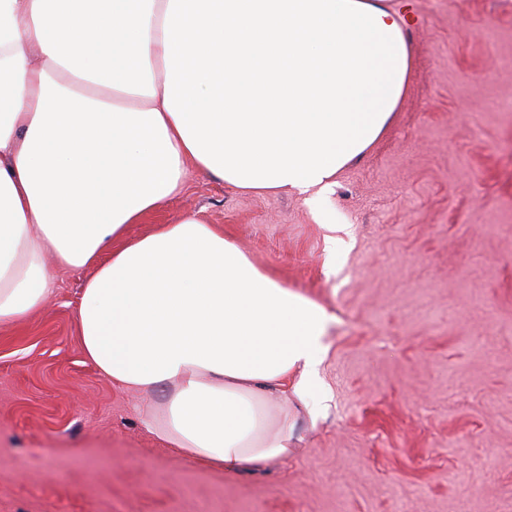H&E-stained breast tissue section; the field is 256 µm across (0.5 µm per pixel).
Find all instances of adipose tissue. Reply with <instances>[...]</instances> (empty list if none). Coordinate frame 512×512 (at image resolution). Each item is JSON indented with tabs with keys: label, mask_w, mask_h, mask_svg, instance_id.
Masks as SVG:
<instances>
[{
	"label": "adipose tissue",
	"mask_w": 512,
	"mask_h": 512,
	"mask_svg": "<svg viewBox=\"0 0 512 512\" xmlns=\"http://www.w3.org/2000/svg\"><path fill=\"white\" fill-rule=\"evenodd\" d=\"M407 21L377 0H0V325L93 268L86 357L149 431L229 475L284 459L318 417L331 317L187 214L129 225L188 167L250 192L318 191L363 154L411 73Z\"/></svg>",
	"instance_id": "1"
}]
</instances>
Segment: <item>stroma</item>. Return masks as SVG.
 Instances as JSON below:
<instances>
[{
    "label": "stroma",
    "instance_id": "obj_1",
    "mask_svg": "<svg viewBox=\"0 0 512 512\" xmlns=\"http://www.w3.org/2000/svg\"><path fill=\"white\" fill-rule=\"evenodd\" d=\"M413 22L412 73L377 141L324 195L189 168L129 238L193 212L333 315L326 409L288 459L229 477L147 429L84 354L89 270L0 326V512H512V0H383Z\"/></svg>",
    "mask_w": 512,
    "mask_h": 512
}]
</instances>
